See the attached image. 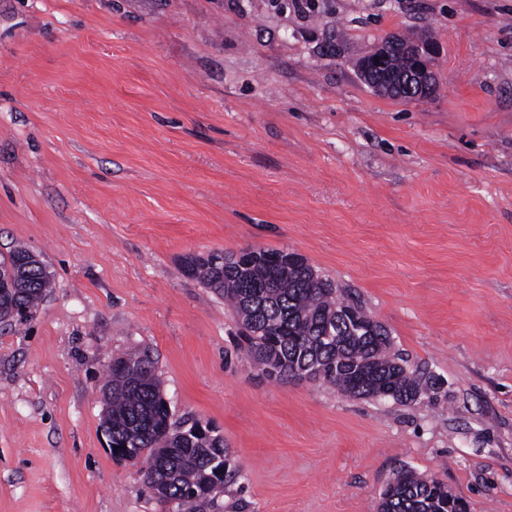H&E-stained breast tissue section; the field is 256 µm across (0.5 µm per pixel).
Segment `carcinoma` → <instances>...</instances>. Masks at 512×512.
<instances>
[{"label": "carcinoma", "mask_w": 512, "mask_h": 512, "mask_svg": "<svg viewBox=\"0 0 512 512\" xmlns=\"http://www.w3.org/2000/svg\"><path fill=\"white\" fill-rule=\"evenodd\" d=\"M419 45L400 42V49L382 61L381 71L404 74L410 70ZM29 250L16 247L0 266L22 270L26 286L0 297V312L12 321L30 317L49 287L42 266L22 268ZM187 275L228 301L244 338V351L261 375L278 382L300 379L303 370L316 369L321 380L342 393L376 392L400 405L421 396L436 398L438 388L408 371L404 359L390 353L388 331L373 325L355 299H341L337 288L303 263L288 268L265 259L247 269L224 264V253L187 256ZM327 336L336 340L328 342ZM104 401L112 421V445L124 458L128 448L144 457L145 485L164 488L175 512H207L215 507L210 495L213 462L232 456L221 436L205 429L200 435L181 436L172 421L161 390L154 360L135 353L112 360L104 385ZM379 512H468L458 496L448 497V486L412 470L397 472L386 485Z\"/></svg>", "instance_id": "carcinoma-1"}]
</instances>
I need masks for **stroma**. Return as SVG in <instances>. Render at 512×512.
<instances>
[{"instance_id":"obj_1","label":"stroma","mask_w":512,"mask_h":512,"mask_svg":"<svg viewBox=\"0 0 512 512\" xmlns=\"http://www.w3.org/2000/svg\"><path fill=\"white\" fill-rule=\"evenodd\" d=\"M0 0V254L50 286L0 324V512H162L100 388L146 347L174 420L241 469L213 512H378L400 468L512 512V0ZM432 36L439 85L360 78ZM301 254L436 402L259 376L189 254ZM381 54V48H379L377 51H374L368 55H365L361 57L358 60L357 65L361 63L362 61H365L360 66V73L364 81H368L372 84L375 91L381 94H391L394 90V88L397 85V80L393 78V76H390L388 74H385L383 77H378L375 80H372L370 77L368 65L366 60H374L375 57H378Z\"/></svg>"}]
</instances>
